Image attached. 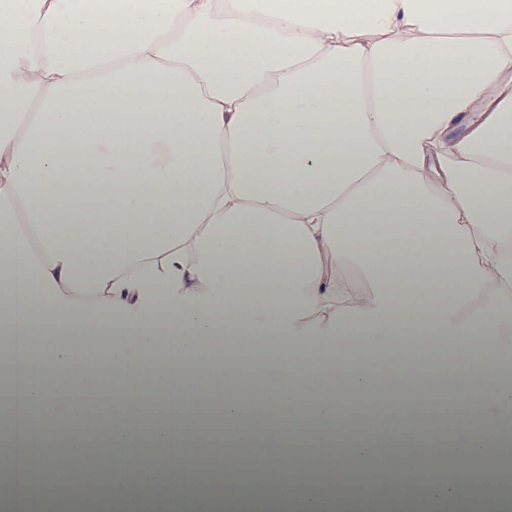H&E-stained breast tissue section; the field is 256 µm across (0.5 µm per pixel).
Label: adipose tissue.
I'll use <instances>...</instances> for the list:
<instances>
[{
	"instance_id": "adipose-tissue-1",
	"label": "adipose tissue",
	"mask_w": 512,
	"mask_h": 512,
	"mask_svg": "<svg viewBox=\"0 0 512 512\" xmlns=\"http://www.w3.org/2000/svg\"><path fill=\"white\" fill-rule=\"evenodd\" d=\"M1 328L0 423L37 411L44 470L112 456L73 505L127 512L143 444L149 512H512V0H0ZM213 336L226 432L186 448ZM225 446L293 482L215 492ZM351 452L457 478L357 487Z\"/></svg>"
}]
</instances>
